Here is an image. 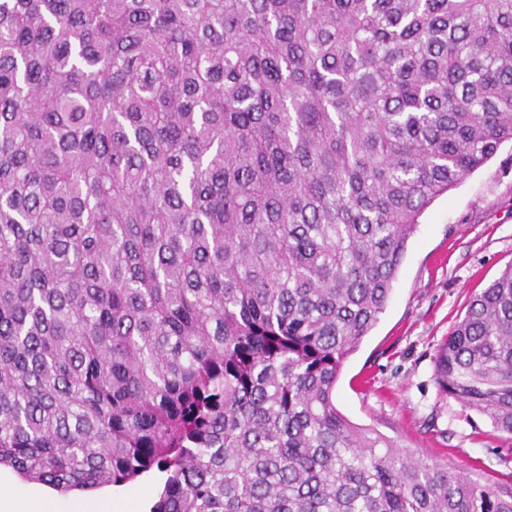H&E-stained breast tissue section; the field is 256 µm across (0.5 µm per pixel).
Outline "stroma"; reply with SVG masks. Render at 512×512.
<instances>
[{
	"label": "stroma",
	"instance_id": "1",
	"mask_svg": "<svg viewBox=\"0 0 512 512\" xmlns=\"http://www.w3.org/2000/svg\"><path fill=\"white\" fill-rule=\"evenodd\" d=\"M512 266V142L423 213L384 312L344 362L337 409L430 462L512 487V435L442 393L440 344L472 295Z\"/></svg>",
	"mask_w": 512,
	"mask_h": 512
}]
</instances>
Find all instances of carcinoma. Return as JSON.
Returning a JSON list of instances; mask_svg holds the SVG:
<instances>
[{
	"instance_id": "cac0c4a2",
	"label": "carcinoma",
	"mask_w": 512,
	"mask_h": 512,
	"mask_svg": "<svg viewBox=\"0 0 512 512\" xmlns=\"http://www.w3.org/2000/svg\"><path fill=\"white\" fill-rule=\"evenodd\" d=\"M511 140L512 0H0V466L512 512L334 402L419 218ZM435 379L512 434V266Z\"/></svg>"
}]
</instances>
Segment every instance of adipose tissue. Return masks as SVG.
Here are the masks:
<instances>
[{
  "label": "adipose tissue",
  "instance_id": "obj_1",
  "mask_svg": "<svg viewBox=\"0 0 512 512\" xmlns=\"http://www.w3.org/2000/svg\"><path fill=\"white\" fill-rule=\"evenodd\" d=\"M0 512H144L141 498L127 494L97 498L74 496L58 501L51 495L33 496L22 487L11 486L0 493Z\"/></svg>",
  "mask_w": 512,
  "mask_h": 512
}]
</instances>
